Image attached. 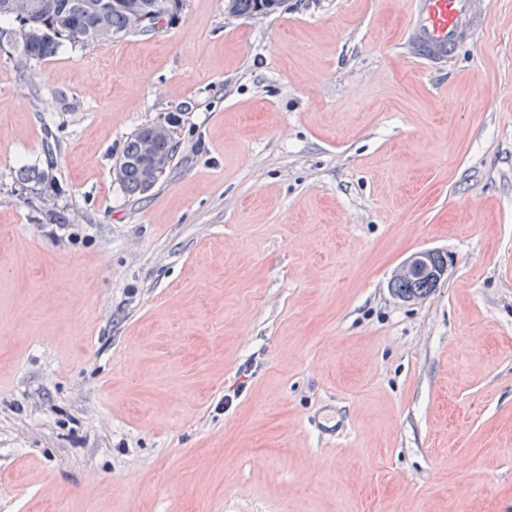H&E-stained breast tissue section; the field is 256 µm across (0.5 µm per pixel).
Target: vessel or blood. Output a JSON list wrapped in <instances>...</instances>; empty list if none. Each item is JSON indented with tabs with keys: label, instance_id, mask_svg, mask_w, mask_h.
I'll list each match as a JSON object with an SVG mask.
<instances>
[{
	"label": "vessel or blood",
	"instance_id": "obj_1",
	"mask_svg": "<svg viewBox=\"0 0 512 512\" xmlns=\"http://www.w3.org/2000/svg\"><path fill=\"white\" fill-rule=\"evenodd\" d=\"M411 26L405 44L424 63L447 61L472 40L485 14V0H409Z\"/></svg>",
	"mask_w": 512,
	"mask_h": 512
}]
</instances>
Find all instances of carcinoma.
I'll use <instances>...</instances> for the list:
<instances>
[{
	"label": "carcinoma",
	"mask_w": 512,
	"mask_h": 512,
	"mask_svg": "<svg viewBox=\"0 0 512 512\" xmlns=\"http://www.w3.org/2000/svg\"><path fill=\"white\" fill-rule=\"evenodd\" d=\"M150 1L164 16H172L180 9L181 0H114L112 10L99 14L90 8L95 0H16L18 11L8 15L0 13V20L28 24L32 37L23 44L24 56L29 60H42L55 54L65 42L91 44V37L99 28L122 34L131 32L129 13L124 4L145 5ZM283 3L284 0H230L232 14L236 16L273 12ZM145 131L143 126L127 138L119 160L120 173L115 179L129 194L145 193L158 182L156 178L148 179L142 166ZM176 149L177 142L171 130L155 141L154 152L163 158L164 169H169ZM392 291L398 297L422 298L431 292V288L421 281L394 280Z\"/></svg>",
	"instance_id": "obj_1"
}]
</instances>
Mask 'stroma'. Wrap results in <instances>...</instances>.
<instances>
[{
	"mask_svg": "<svg viewBox=\"0 0 512 512\" xmlns=\"http://www.w3.org/2000/svg\"><path fill=\"white\" fill-rule=\"evenodd\" d=\"M408 27L183 0L23 67L0 21V512H512V0L438 66ZM146 128V126H143L137 129L127 138L119 160L121 165L120 173L116 174L115 179L129 194H141L149 191L167 172L176 154L177 142L170 128L166 132L165 124L155 123L149 125L145 134ZM164 134L165 136H163ZM158 137L161 138L155 141ZM154 141V152L159 154L164 160V172L149 181L146 176V171L142 166V162L145 161V151L147 153L146 161L149 168V176L152 178L162 168L160 158L154 155L152 151ZM435 251L422 250L413 253L397 269L393 277L413 279L426 276L432 282L433 288H437L446 274L447 268L434 261Z\"/></svg>",
	"mask_w": 512,
	"mask_h": 512,
	"instance_id": "1",
	"label": "stroma"
}]
</instances>
